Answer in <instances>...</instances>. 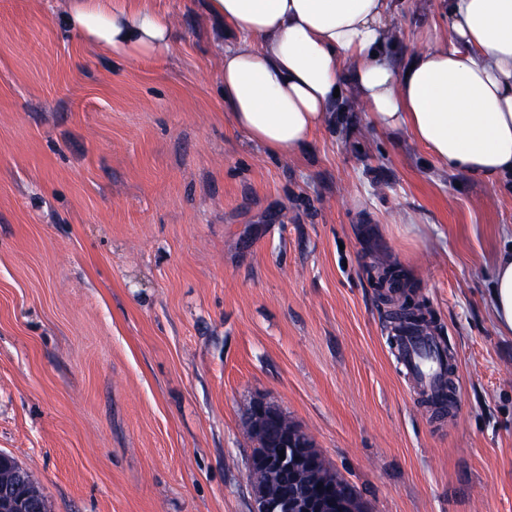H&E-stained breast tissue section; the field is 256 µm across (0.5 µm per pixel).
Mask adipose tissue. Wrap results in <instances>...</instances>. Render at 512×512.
Returning <instances> with one entry per match:
<instances>
[{
    "mask_svg": "<svg viewBox=\"0 0 512 512\" xmlns=\"http://www.w3.org/2000/svg\"><path fill=\"white\" fill-rule=\"evenodd\" d=\"M224 112L273 156L305 150L336 110L335 90L372 126L421 143L443 170L512 180V0H448V32L400 63L394 0H205ZM69 31L115 57L170 52L176 29L154 0H66ZM512 335V248L494 262L488 296Z\"/></svg>",
    "mask_w": 512,
    "mask_h": 512,
    "instance_id": "ef3b65f1",
    "label": "adipose tissue"
}]
</instances>
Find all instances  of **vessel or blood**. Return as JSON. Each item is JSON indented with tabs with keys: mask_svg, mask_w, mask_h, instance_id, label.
<instances>
[{
	"mask_svg": "<svg viewBox=\"0 0 512 512\" xmlns=\"http://www.w3.org/2000/svg\"><path fill=\"white\" fill-rule=\"evenodd\" d=\"M398 354L418 393L432 402L447 404L450 394L444 389L446 354L433 337H418L415 330L403 326L396 328Z\"/></svg>",
	"mask_w": 512,
	"mask_h": 512,
	"instance_id": "b4317fda",
	"label": "vessel or blood"
}]
</instances>
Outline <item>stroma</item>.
I'll return each instance as SVG.
<instances>
[{"label": "stroma", "mask_w": 512, "mask_h": 512, "mask_svg": "<svg viewBox=\"0 0 512 512\" xmlns=\"http://www.w3.org/2000/svg\"><path fill=\"white\" fill-rule=\"evenodd\" d=\"M117 60L56 0H0V451L49 512H253L254 400L307 431L365 512H512V336L487 298L512 186L438 168L355 101L298 157L235 131L202 0ZM404 0L397 60L447 23ZM453 365L440 411L388 297Z\"/></svg>", "instance_id": "1"}]
</instances>
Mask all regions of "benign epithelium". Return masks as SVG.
<instances>
[{"label": "benign epithelium", "mask_w": 512, "mask_h": 512, "mask_svg": "<svg viewBox=\"0 0 512 512\" xmlns=\"http://www.w3.org/2000/svg\"><path fill=\"white\" fill-rule=\"evenodd\" d=\"M283 412L264 401H255L245 419V427L262 449L253 452L249 473L264 479L252 484L253 512H364L357 493L336 476L315 449L311 436L301 428L281 426ZM285 451V459L279 451ZM16 466V478L0 486V512H47L46 503L24 490V468L8 454L0 452V464ZM342 492L326 499L317 488Z\"/></svg>", "instance_id": "1"}]
</instances>
